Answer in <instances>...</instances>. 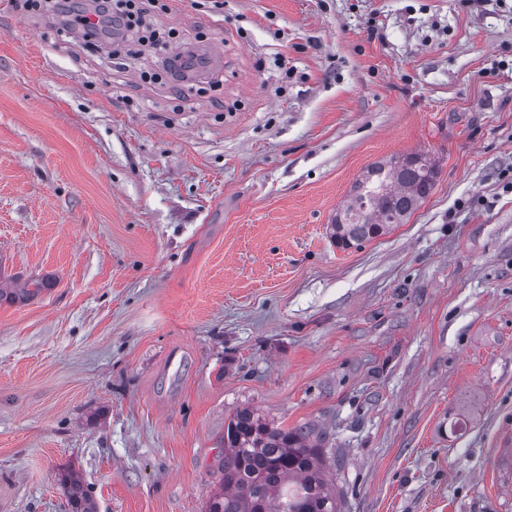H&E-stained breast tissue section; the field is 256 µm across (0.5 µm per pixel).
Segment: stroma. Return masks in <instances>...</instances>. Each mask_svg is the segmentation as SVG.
<instances>
[{"mask_svg": "<svg viewBox=\"0 0 512 512\" xmlns=\"http://www.w3.org/2000/svg\"><path fill=\"white\" fill-rule=\"evenodd\" d=\"M158 52L0 0V512H204L224 425L343 512H512V0H156ZM408 223L338 248L371 164ZM439 174L425 153L391 157L371 165L352 188L349 200L332 218L331 238L347 249L405 224L431 194ZM60 481L72 512H98L96 502L80 479L73 474H64Z\"/></svg>", "mask_w": 512, "mask_h": 512, "instance_id": "stroma-1", "label": "stroma"}]
</instances>
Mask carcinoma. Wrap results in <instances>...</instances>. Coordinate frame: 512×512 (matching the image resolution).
<instances>
[{
	"instance_id": "carcinoma-1",
	"label": "carcinoma",
	"mask_w": 512,
	"mask_h": 512,
	"mask_svg": "<svg viewBox=\"0 0 512 512\" xmlns=\"http://www.w3.org/2000/svg\"><path fill=\"white\" fill-rule=\"evenodd\" d=\"M439 174L425 153L395 156L371 165L332 218L331 238L347 249L404 224L431 194ZM310 431L267 423L250 408L224 429L222 482L205 512H341L323 449L309 442ZM72 512H98L88 489L72 474L61 477Z\"/></svg>"
}]
</instances>
